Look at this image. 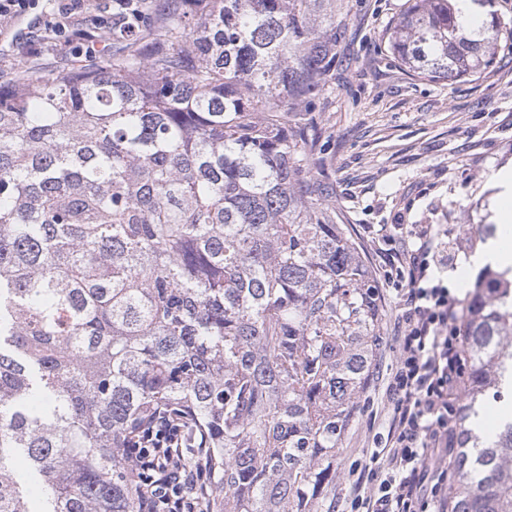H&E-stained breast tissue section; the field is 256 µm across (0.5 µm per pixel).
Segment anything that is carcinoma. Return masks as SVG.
Returning a JSON list of instances; mask_svg holds the SVG:
<instances>
[{
    "mask_svg": "<svg viewBox=\"0 0 512 512\" xmlns=\"http://www.w3.org/2000/svg\"><path fill=\"white\" fill-rule=\"evenodd\" d=\"M340 0H129L112 57L0 84V512H141L184 468L185 512H320L371 382L380 287L321 167ZM382 40L430 82L481 74L512 20L407 0ZM448 512H512V269L461 323Z\"/></svg>",
    "mask_w": 512,
    "mask_h": 512,
    "instance_id": "carcinoma-1",
    "label": "carcinoma"
}]
</instances>
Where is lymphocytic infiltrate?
<instances>
[{
	"label": "lymphocytic infiltrate",
	"mask_w": 512,
	"mask_h": 512,
	"mask_svg": "<svg viewBox=\"0 0 512 512\" xmlns=\"http://www.w3.org/2000/svg\"><path fill=\"white\" fill-rule=\"evenodd\" d=\"M397 255L398 333L383 447L349 474L350 512H448L455 400L465 384L462 302L442 278L440 233L407 230Z\"/></svg>",
	"instance_id": "obj_1"
}]
</instances>
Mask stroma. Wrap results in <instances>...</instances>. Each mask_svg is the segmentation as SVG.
I'll use <instances>...</instances> for the list:
<instances>
[{"label": "stroma", "mask_w": 512, "mask_h": 512, "mask_svg": "<svg viewBox=\"0 0 512 512\" xmlns=\"http://www.w3.org/2000/svg\"><path fill=\"white\" fill-rule=\"evenodd\" d=\"M351 21L338 43L340 61L329 83L328 105L312 119L331 136L324 177L332 187L337 223L347 225L375 279L383 306L380 334L397 332L399 310L388 277L401 251L399 224H429L448 232V286L465 296L480 269L475 231L512 209V196L497 185L499 169L512 163V54H501L493 71L467 80L431 82L401 69L382 32L403 12L406 0H349ZM48 0H35L26 15L0 17V83L13 82L21 64L31 77L98 60L91 44H102L97 21L104 0H88L53 35L42 20ZM38 53H30L31 44ZM395 355L380 346L373 379L361 395L357 416L336 455V482L329 501L344 512L350 467L386 433L384 389Z\"/></svg>", "instance_id": "stroma-1"}]
</instances>
